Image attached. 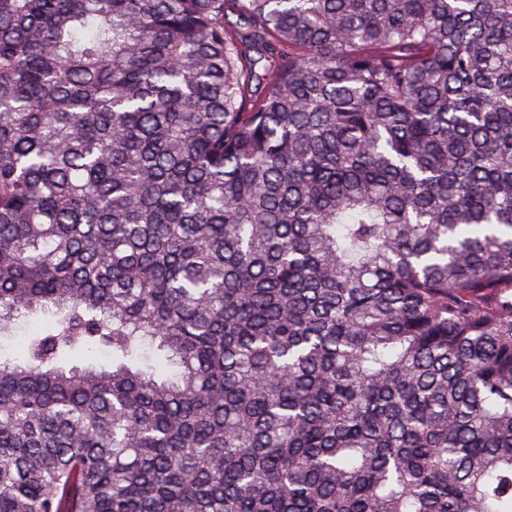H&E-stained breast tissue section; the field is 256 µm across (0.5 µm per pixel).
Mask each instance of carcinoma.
Masks as SVG:
<instances>
[{"instance_id":"obj_1","label":"carcinoma","mask_w":512,"mask_h":512,"mask_svg":"<svg viewBox=\"0 0 512 512\" xmlns=\"http://www.w3.org/2000/svg\"><path fill=\"white\" fill-rule=\"evenodd\" d=\"M0 512H512V0H0Z\"/></svg>"}]
</instances>
